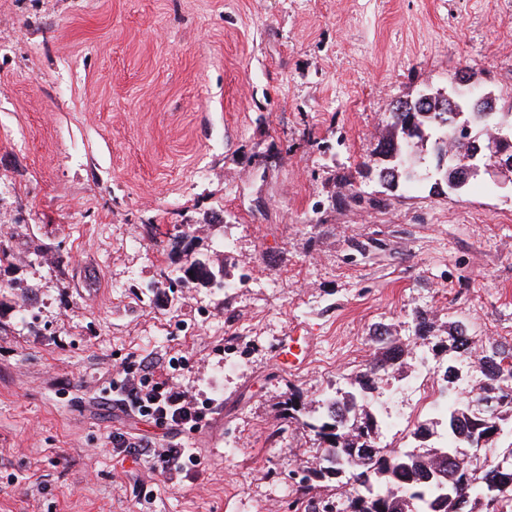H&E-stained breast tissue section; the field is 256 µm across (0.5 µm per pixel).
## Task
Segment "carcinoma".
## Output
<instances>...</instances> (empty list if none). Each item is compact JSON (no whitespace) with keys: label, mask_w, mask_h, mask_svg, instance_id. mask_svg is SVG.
<instances>
[{"label":"carcinoma","mask_w":512,"mask_h":512,"mask_svg":"<svg viewBox=\"0 0 512 512\" xmlns=\"http://www.w3.org/2000/svg\"><path fill=\"white\" fill-rule=\"evenodd\" d=\"M458 102L462 111L456 115L434 112L430 103L425 112L408 115L391 112L390 130L372 150L370 160L377 163V175L389 188L409 184L417 178L418 164L410 168L401 164L408 154L409 143H430L436 157L454 152L459 147L463 127L479 119L478 146L466 151L475 158L476 166L494 161L485 151L492 139L488 131H498L496 116L471 112L468 97ZM213 266L197 258L187 261L179 280L207 285L215 276ZM451 349L461 360L475 358L483 376L475 404L448 401V414L443 416V435L448 447H432L424 453L410 448L388 449L374 442L377 419L359 400L375 389L380 375L401 367L400 356H376L354 379L348 391L336 390L318 400L311 411L299 396L288 398L283 419L292 420L309 429L323 444L321 463L306 469L298 481L306 492L317 482L347 478L352 491L336 504H325L322 512H479L482 499H487L491 512H512V498L497 497L490 492L493 484L512 488V467L500 470L493 461L481 469L450 461L456 448L469 445L481 451L504 435L512 436V345L489 341L475 348L460 324L449 333ZM495 398L490 410L481 402Z\"/></svg>","instance_id":"1"}]
</instances>
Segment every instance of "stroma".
<instances>
[{"label":"stroma","mask_w":512,"mask_h":512,"mask_svg":"<svg viewBox=\"0 0 512 512\" xmlns=\"http://www.w3.org/2000/svg\"><path fill=\"white\" fill-rule=\"evenodd\" d=\"M462 68L512 110V0H0V512H305L322 450L280 407L354 381L380 327L409 358L369 397L375 441L433 446L419 387L481 380L449 325L512 344V190L449 191L428 148L412 189L364 161ZM189 255L227 287L179 282ZM143 365L200 428L114 401ZM116 433L198 463L158 474Z\"/></svg>","instance_id":"1"}]
</instances>
